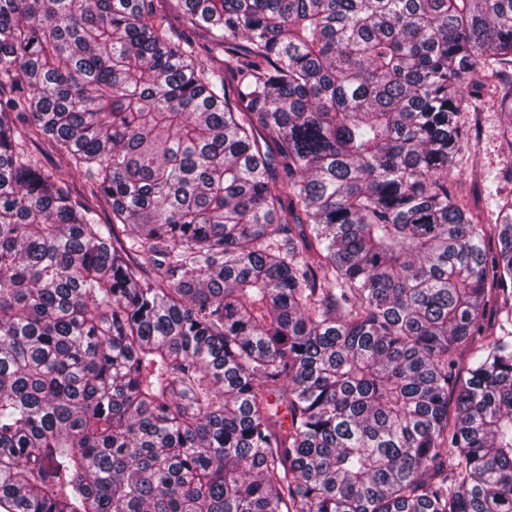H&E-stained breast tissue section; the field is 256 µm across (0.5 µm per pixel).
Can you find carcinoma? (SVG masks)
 Returning <instances> with one entry per match:
<instances>
[{
  "label": "carcinoma",
  "mask_w": 512,
  "mask_h": 512,
  "mask_svg": "<svg viewBox=\"0 0 512 512\" xmlns=\"http://www.w3.org/2000/svg\"><path fill=\"white\" fill-rule=\"evenodd\" d=\"M488 77L512 0H0V509L512 512ZM489 82L477 100L458 114L459 124L469 129L470 142L448 172V185L483 224L495 218L512 201V182L503 178L512 167V148L504 132L512 128V112L500 105L499 88ZM32 151L49 170L69 181L75 193L82 194L85 192L84 178L74 170L67 168L60 156L48 143H40L38 147H33Z\"/></svg>",
  "instance_id": "1"
}]
</instances>
